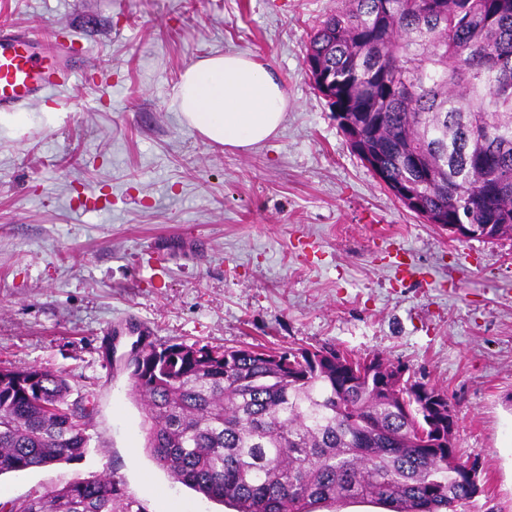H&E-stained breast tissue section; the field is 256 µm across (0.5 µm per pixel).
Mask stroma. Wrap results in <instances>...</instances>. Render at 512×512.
<instances>
[{
  "instance_id": "obj_1",
  "label": "stroma",
  "mask_w": 512,
  "mask_h": 512,
  "mask_svg": "<svg viewBox=\"0 0 512 512\" xmlns=\"http://www.w3.org/2000/svg\"><path fill=\"white\" fill-rule=\"evenodd\" d=\"M340 0H0V23L72 35L86 73L0 121V368L66 373L81 460L0 476V502L114 476L138 512H232L146 450L130 372L155 345L376 354L444 391L479 465L475 512H512V238L458 241L350 149L305 66ZM239 52L288 95L277 134L206 142L172 104L198 59ZM107 196L94 211L80 202Z\"/></svg>"
}]
</instances>
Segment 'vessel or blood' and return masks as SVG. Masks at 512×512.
Segmentation results:
<instances>
[{
	"label": "vessel or blood",
	"instance_id": "b4317fda",
	"mask_svg": "<svg viewBox=\"0 0 512 512\" xmlns=\"http://www.w3.org/2000/svg\"><path fill=\"white\" fill-rule=\"evenodd\" d=\"M75 43L33 35L25 29L0 28V112H18L36 101L53 102L76 80L60 64Z\"/></svg>",
	"mask_w": 512,
	"mask_h": 512
}]
</instances>
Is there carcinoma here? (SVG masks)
Wrapping results in <instances>:
<instances>
[{"label": "carcinoma", "instance_id": "carcinoma-1", "mask_svg": "<svg viewBox=\"0 0 512 512\" xmlns=\"http://www.w3.org/2000/svg\"><path fill=\"white\" fill-rule=\"evenodd\" d=\"M313 89L379 154L388 184L450 224L512 237V0H344L310 35ZM132 382L146 448L177 482L235 512H471L477 461L434 386L376 356L151 342ZM61 372L0 369V475L82 459L86 419ZM120 481L77 479L0 512H130Z\"/></svg>", "mask_w": 512, "mask_h": 512}]
</instances>
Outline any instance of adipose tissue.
<instances>
[{
    "mask_svg": "<svg viewBox=\"0 0 512 512\" xmlns=\"http://www.w3.org/2000/svg\"><path fill=\"white\" fill-rule=\"evenodd\" d=\"M183 124L209 142L247 149L280 128L288 96L270 70L241 53L189 65L174 91Z\"/></svg>",
    "mask_w": 512,
    "mask_h": 512,
    "instance_id": "1",
    "label": "adipose tissue"
}]
</instances>
